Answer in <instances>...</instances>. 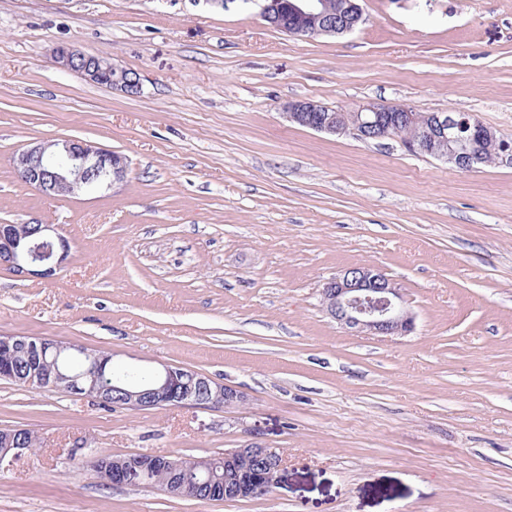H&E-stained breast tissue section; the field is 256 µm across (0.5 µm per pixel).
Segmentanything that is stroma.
Segmentation results:
<instances>
[{
  "mask_svg": "<svg viewBox=\"0 0 512 512\" xmlns=\"http://www.w3.org/2000/svg\"><path fill=\"white\" fill-rule=\"evenodd\" d=\"M366 22L302 38L257 0H0V221L58 225L49 279L0 266V336L195 370L236 409L106 407L0 381V430L40 446L0 469V512H512V164L464 171L399 139L328 137L288 102L474 115L512 142V0H361ZM62 42L139 74L128 97L59 69ZM125 154L120 187L26 184L30 144ZM373 266L408 335H360L321 288ZM93 453L203 457L250 442L277 484L237 501L106 487ZM242 452L261 469L276 472V480L283 465V457L280 453L267 448L257 442H250L242 449Z\"/></svg>",
  "mask_w": 512,
  "mask_h": 512,
  "instance_id": "stroma-1",
  "label": "stroma"
}]
</instances>
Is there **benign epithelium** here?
Segmentation results:
<instances>
[{
	"instance_id": "benign-epithelium-1",
	"label": "benign epithelium",
	"mask_w": 512,
	"mask_h": 512,
	"mask_svg": "<svg viewBox=\"0 0 512 512\" xmlns=\"http://www.w3.org/2000/svg\"><path fill=\"white\" fill-rule=\"evenodd\" d=\"M261 16L272 25L281 23L279 0H262ZM365 22L360 0H288V26L281 30L293 36L340 35L355 30ZM55 64L78 73L92 83L107 81L108 86L128 96L141 92L140 76L100 56L89 55L68 43L53 51ZM288 121L331 136L352 135L382 140L389 129L415 122L412 109L402 105L367 104L355 111L336 115L329 108L310 100L288 103ZM494 143L498 159L512 161V145L503 141L491 128L471 123L467 115L440 112L429 121L410 143V152L424 151L445 159L461 170H470L481 161L480 146ZM13 165L27 183L44 194L74 196L109 191L127 178L129 163L125 156L79 138L41 141L12 158ZM69 241L56 224L39 222H0V266L8 267L19 278L50 279L66 263ZM322 301L328 314L354 333L368 335H405L414 328L412 314L403 306L400 289L379 271L369 267H351L324 284ZM49 347L63 344L47 338L1 336L0 349L7 355L29 359L44 358ZM87 361L80 373L71 374L47 366L23 374L28 388L56 389L80 396L96 395L105 400L109 392L121 395L127 407H154L171 399L176 405H205L238 408L245 404L244 394L208 376L164 366L147 385L107 380V364L112 356L94 350L79 349ZM32 452L17 430L0 431V466L10 464ZM242 452L261 469L280 472V453L257 442H250ZM158 466L178 470L168 457L138 458L119 461L112 467L114 485H134L141 474ZM254 489V479L244 476L224 485V495L242 497Z\"/></svg>"
}]
</instances>
